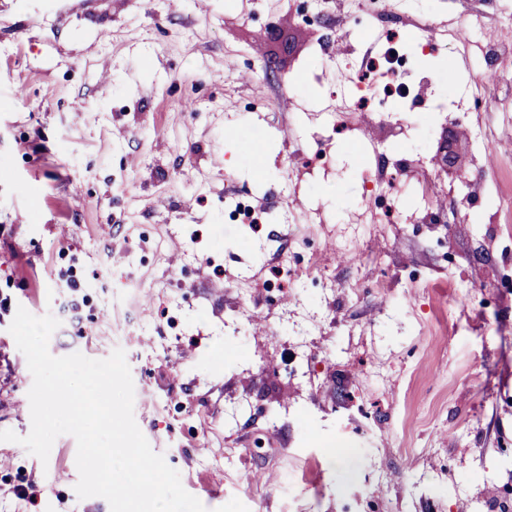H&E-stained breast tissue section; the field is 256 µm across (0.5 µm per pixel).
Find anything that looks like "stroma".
I'll list each match as a JSON object with an SVG mask.
<instances>
[{
  "mask_svg": "<svg viewBox=\"0 0 512 512\" xmlns=\"http://www.w3.org/2000/svg\"><path fill=\"white\" fill-rule=\"evenodd\" d=\"M455 29L470 58L422 52L406 33L398 79L409 99L374 103L405 133L392 160H430L459 115L462 81L480 70L485 36L512 41V0H484L486 32L456 0H416ZM363 16L306 19L292 0H0V430L27 435L32 375L8 327L17 308L52 314L55 356L104 359L123 349L134 418L207 512H499L512 486V299L479 320L434 332L437 304L410 279L441 276L437 238L456 273L489 284L505 260L494 230L431 174L444 223H417L414 195L397 225L363 203L369 136L336 134L324 106L335 57L361 59ZM296 45L269 70L270 26ZM320 158L295 184L292 152ZM260 223L228 224L236 198ZM303 221L337 281L375 269L353 236L387 251L395 297L311 294L308 279L268 271L231 288L226 273L264 266L289 217ZM376 412L353 435L336 412ZM77 444L59 436L48 461L0 442V512H110L78 498ZM254 472L267 474L251 481Z\"/></svg>",
  "mask_w": 512,
  "mask_h": 512,
  "instance_id": "35a3bbf8",
  "label": "stroma"
}]
</instances>
